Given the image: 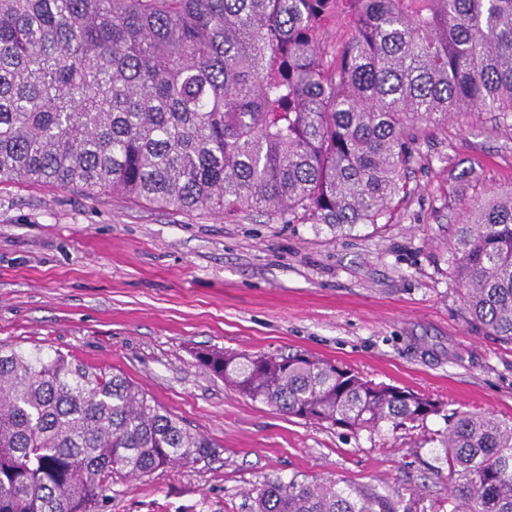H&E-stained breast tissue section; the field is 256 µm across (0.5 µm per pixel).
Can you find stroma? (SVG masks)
<instances>
[{"mask_svg":"<svg viewBox=\"0 0 512 512\" xmlns=\"http://www.w3.org/2000/svg\"><path fill=\"white\" fill-rule=\"evenodd\" d=\"M410 196L338 231L252 211H160L0 185V342L123 373L216 454L114 483L103 512H249L266 479L331 478L413 501L447 492L441 417L357 436L249 400L200 353L302 351L451 408L512 416V348L473 334L448 266L477 198L512 189V129L462 112L429 134Z\"/></svg>","mask_w":512,"mask_h":512,"instance_id":"stroma-1","label":"stroma"}]
</instances>
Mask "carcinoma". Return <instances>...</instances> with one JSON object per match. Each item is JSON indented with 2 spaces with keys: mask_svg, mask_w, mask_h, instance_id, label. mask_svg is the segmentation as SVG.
<instances>
[{
  "mask_svg": "<svg viewBox=\"0 0 512 512\" xmlns=\"http://www.w3.org/2000/svg\"><path fill=\"white\" fill-rule=\"evenodd\" d=\"M512 125V0H0V185L339 231L410 194L426 130ZM448 265L468 327L512 346V191L476 203ZM240 395L357 436L444 414L448 497L512 512V418L445 412L306 354L210 352ZM213 444L112 369L0 342V512H101L118 480ZM250 512H412L333 480H265Z\"/></svg>",
  "mask_w": 512,
  "mask_h": 512,
  "instance_id": "obj_1",
  "label": "carcinoma"
}]
</instances>
